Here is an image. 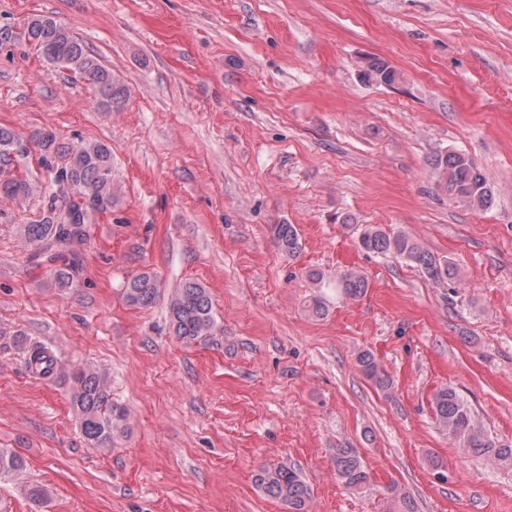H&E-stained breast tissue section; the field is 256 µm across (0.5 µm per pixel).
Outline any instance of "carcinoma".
<instances>
[{"mask_svg":"<svg viewBox=\"0 0 512 512\" xmlns=\"http://www.w3.org/2000/svg\"><path fill=\"white\" fill-rule=\"evenodd\" d=\"M16 44L33 47L48 64L88 81L102 109L110 110L127 98L125 84L52 17L35 15L17 26H0V47ZM365 76L388 85L397 80L396 71L379 58L369 61ZM32 140L45 166H52L51 158L58 154L64 157L65 165L55 170L53 182L71 187V195L61 202L55 191L47 192L22 176L11 175L16 158L28 153L29 147L13 130L0 126V196L11 199L42 196V214L23 226V235L29 243L42 249L48 261L55 262L72 244L84 240L86 225L116 205L117 179L112 150L104 142L83 140L63 150L58 147L54 132L45 128L33 133ZM429 165L438 185L456 200L479 208L493 206L494 187L465 153L439 152L433 155ZM62 206L68 208L66 222L60 220ZM274 239L278 248L291 256L301 249L298 231L292 224L275 225ZM359 246L371 253L400 256L437 284L458 277L456 264L437 259L406 233L391 235L380 227L367 226L360 233ZM337 288L344 297L355 300L365 294L367 280L363 274L350 271ZM123 295L128 305L148 308L159 296L158 278L151 272L139 273L127 280ZM169 322L173 334L187 345L210 340L217 332V321L209 290L196 281L182 283L171 297ZM356 363L363 376L377 388L383 391L391 388L389 376L372 352L358 353ZM68 378L83 436L97 447L111 445L114 435L124 430L127 415L123 408L112 404L108 377L93 368L78 367L69 372ZM433 409L439 426L448 431L464 454L488 457L512 466V441L492 437L454 389H439L433 397ZM331 464L337 480L346 489L360 492L370 486V472L356 449H334ZM25 469L26 462L19 454L0 448V482L19 478ZM254 483L266 497L285 505L288 512H310L311 487L295 468L283 465L273 470L261 469L254 475ZM384 490L391 502L390 512H417L414 499L401 493L395 484L385 486Z\"/></svg>","mask_w":512,"mask_h":512,"instance_id":"obj_1","label":"carcinoma"}]
</instances>
